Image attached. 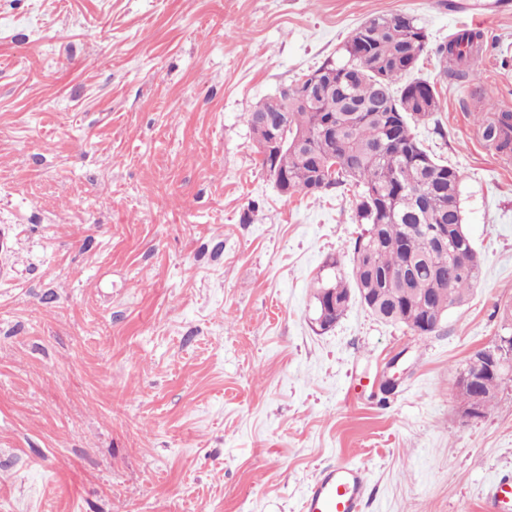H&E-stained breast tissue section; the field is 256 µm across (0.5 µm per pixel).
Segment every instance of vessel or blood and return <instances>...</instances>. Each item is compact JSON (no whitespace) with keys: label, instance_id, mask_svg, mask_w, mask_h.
I'll return each mask as SVG.
<instances>
[{"label":"vessel or blood","instance_id":"vessel-or-blood-1","mask_svg":"<svg viewBox=\"0 0 512 512\" xmlns=\"http://www.w3.org/2000/svg\"><path fill=\"white\" fill-rule=\"evenodd\" d=\"M367 482L351 464L321 470L302 498L301 512H360ZM494 512H512V474L501 476L487 493Z\"/></svg>","mask_w":512,"mask_h":512}]
</instances>
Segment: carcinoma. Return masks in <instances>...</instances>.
Here are the masks:
<instances>
[{
    "mask_svg": "<svg viewBox=\"0 0 512 512\" xmlns=\"http://www.w3.org/2000/svg\"><path fill=\"white\" fill-rule=\"evenodd\" d=\"M418 19L404 14L367 20L363 33L352 36L344 57L328 64L343 90L304 97L305 82L288 87V111L269 112L272 124L288 133V144L260 154L259 165L278 176L280 193H312L349 185L358 197L357 217L368 225L353 248L351 278L343 276L338 260L317 277L313 299L322 315L321 298L336 292V308L329 322L339 320L352 295H357L377 319L404 326L417 336L439 331L449 307L463 305L480 273L472 262L476 251L470 238L443 260L431 258L432 240L419 224H452L460 206L458 171L425 150L411 127L438 111L410 105L415 94L438 100L428 81L404 78L415 69L427 44L418 36ZM478 35L457 34L439 52L461 65L476 47ZM262 103L248 113L247 122L259 142L267 131L261 126ZM484 126L488 141L506 147L504 120ZM414 265L406 280L401 270Z\"/></svg>",
    "mask_w": 512,
    "mask_h": 512,
    "instance_id": "carcinoma-1",
    "label": "carcinoma"
}]
</instances>
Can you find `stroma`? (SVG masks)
<instances>
[{
    "label": "stroma",
    "mask_w": 512,
    "mask_h": 512,
    "mask_svg": "<svg viewBox=\"0 0 512 512\" xmlns=\"http://www.w3.org/2000/svg\"><path fill=\"white\" fill-rule=\"evenodd\" d=\"M416 16V132L461 178L481 263L467 304L412 335L352 300L353 192L283 195L247 114L378 15ZM477 29L469 78L437 48ZM512 0H0V512H300L363 469V512H490L512 472V380L484 417L456 380L512 308ZM397 376L394 388H384Z\"/></svg>",
    "instance_id": "35a3bbf8"
}]
</instances>
